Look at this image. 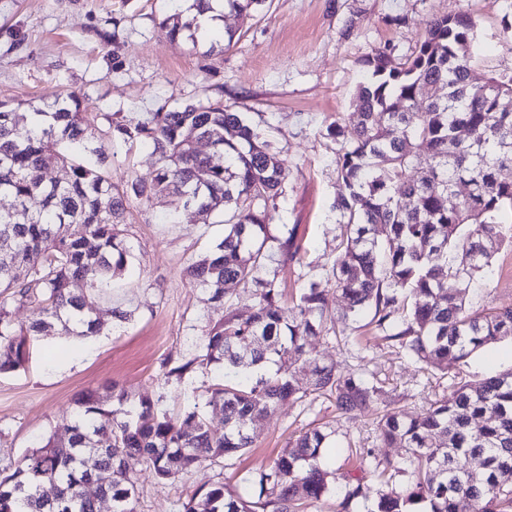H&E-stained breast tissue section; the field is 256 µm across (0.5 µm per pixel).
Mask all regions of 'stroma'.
<instances>
[{"label": "stroma", "instance_id": "obj_1", "mask_svg": "<svg viewBox=\"0 0 512 512\" xmlns=\"http://www.w3.org/2000/svg\"><path fill=\"white\" fill-rule=\"evenodd\" d=\"M512 0H267L255 16L225 13L221 27L202 32L198 43L169 41L161 23L184 0H0V102L23 111L81 97L86 112L115 113L128 126L160 108L220 97L248 111L267 136L287 152L284 194L274 221L294 227L301 260L278 275L286 294L302 286L303 265L331 262L336 234L333 204L344 186L336 176V142L327 128L356 120V88L365 55L391 44L395 57L409 55L433 14L469 13L477 23L476 74L512 67V45L504 16ZM233 30L237 44L219 55L210 43ZM108 176L122 188L149 179L158 166L152 147L107 143ZM128 240L135 258L123 275L99 294L102 318L112 308L131 310L130 321L98 336H61L56 330L31 341L23 368L0 374V470L69 421L76 399L89 391L106 394L120 385L136 394L162 397L177 414L221 382L218 372L165 377L163 361L196 352L201 329L222 318L203 288L189 282L191 260L224 237L223 216L175 208L167 197L130 200ZM473 309L512 307V247L494 257L486 281L470 288ZM315 346L337 370L364 371L410 415H419L448 390L454 376L476 379L512 368V340L484 347L449 366L447 377L421 369L375 329L337 322L335 333ZM374 412L346 420L333 398L322 395L287 403L257 424L254 447L208 462L176 482L157 485L139 476V512H182L200 488L221 482L250 497L255 469L309 427L335 423L334 448L321 461L327 470L355 467L349 448H370L379 457L401 459L407 451L376 439Z\"/></svg>", "mask_w": 512, "mask_h": 512}]
</instances>
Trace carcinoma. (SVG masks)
I'll return each instance as SVG.
<instances>
[{
    "instance_id": "cac0c4a2",
    "label": "carcinoma",
    "mask_w": 512,
    "mask_h": 512,
    "mask_svg": "<svg viewBox=\"0 0 512 512\" xmlns=\"http://www.w3.org/2000/svg\"><path fill=\"white\" fill-rule=\"evenodd\" d=\"M229 11L251 16L265 0H225ZM169 40H195L197 19L177 14L162 22ZM476 23L467 13L432 16L414 50L393 61L388 46L362 59L357 121L329 125L336 137V173L346 193L336 199L333 260L326 277L345 301L342 320L369 317L383 338L417 361L448 375V363L512 338V308L470 311L467 289L483 278L496 253L512 243V68L474 76ZM35 114L0 102V373L20 368L31 339L53 324L61 334L97 336L104 322L96 296L134 259L126 239L130 198H174L203 214L224 213V240L186 269L224 317L202 330L191 360L171 358L166 378L198 368L220 371L224 381L205 390L177 416L160 400L112 388L77 401L73 419L29 450L11 470L0 471V512H138L137 475L171 483L206 460L253 447V425L285 402L309 395L335 398L351 419L383 401V392L358 371L323 362L312 339L332 329L323 283L310 276L288 301L267 263L300 260L295 229L273 224L283 193L287 157L244 113L221 99L151 113L130 128L103 115L110 141L142 142L159 167L150 182L124 190L107 177L105 150L95 145L98 116L80 110V98L54 101ZM206 140L210 152L198 145ZM422 154L430 167L410 176ZM51 168L62 177L49 182ZM460 181L471 192L454 205L448 193ZM41 197L33 211L28 202ZM25 270L20 277L19 270ZM251 290L253 313L233 306L229 285ZM35 303L38 317L13 319L12 303ZM309 385H294L297 374ZM224 413L214 432L208 409ZM377 437L408 450L403 462L357 448L369 477L335 474L320 458L338 428L329 423L302 434L252 475L258 493L227 494L216 483L194 493L183 512H307L335 492L336 512H512V369L454 382L419 416L384 404ZM93 455L108 482L98 483L82 464ZM55 486L54 500L42 487Z\"/></svg>"
}]
</instances>
